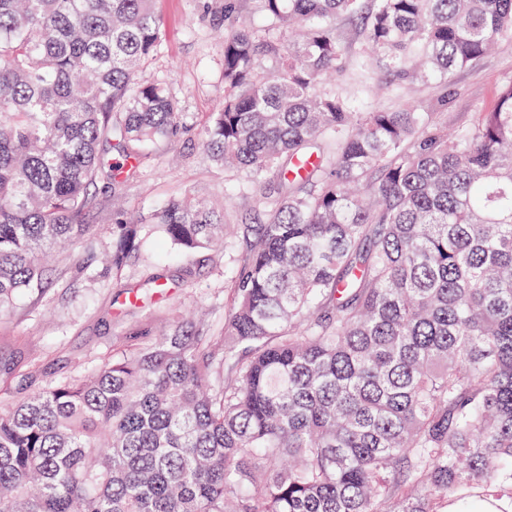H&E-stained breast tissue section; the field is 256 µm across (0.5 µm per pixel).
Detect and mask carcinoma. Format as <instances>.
<instances>
[{
	"instance_id": "carcinoma-1",
	"label": "carcinoma",
	"mask_w": 512,
	"mask_h": 512,
	"mask_svg": "<svg viewBox=\"0 0 512 512\" xmlns=\"http://www.w3.org/2000/svg\"><path fill=\"white\" fill-rule=\"evenodd\" d=\"M224 34V100L201 146L259 182L261 224L190 195L151 215L182 250L241 247L224 332L132 333L86 375L0 409V512H512V81L448 133L434 112L351 102L334 22L376 66L414 46L449 77L512 34V0H262ZM156 0H0V314L46 260L145 229L96 187L186 131ZM98 191V205L87 215L89 224H109L112 213V192L110 189L102 188Z\"/></svg>"
}]
</instances>
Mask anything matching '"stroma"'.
I'll return each instance as SVG.
<instances>
[{
  "label": "stroma",
  "mask_w": 512,
  "mask_h": 512,
  "mask_svg": "<svg viewBox=\"0 0 512 512\" xmlns=\"http://www.w3.org/2000/svg\"><path fill=\"white\" fill-rule=\"evenodd\" d=\"M157 8L165 34L141 77L169 84L188 131L179 141L150 146L139 177L123 186L121 195L131 210L148 215L192 194L225 202V223L248 222L264 201L263 191L225 199V189L246 176L227 173L212 162L202 150L199 132L224 98V44L219 34L263 26L261 0H237L229 15L224 0H157ZM335 26L344 67L324 86L359 112L374 106L402 110L419 105L447 115L453 130L492 109L501 87L512 79V35L501 37L494 52L477 64L454 71L445 84L416 75V51L399 69L379 70L363 51L359 24L341 15ZM110 246L108 236L95 235L61 254L45 287L22 292L0 315V356L14 355L16 369L13 379H0V405H10L16 388L37 392L100 364L134 329L175 321L193 309L201 310L212 327L221 328L230 307L224 290L230 265L224 252L178 253L150 228L139 253L118 274L96 260ZM151 276L164 280L163 290L151 288Z\"/></svg>",
  "instance_id": "stroma-1"
}]
</instances>
